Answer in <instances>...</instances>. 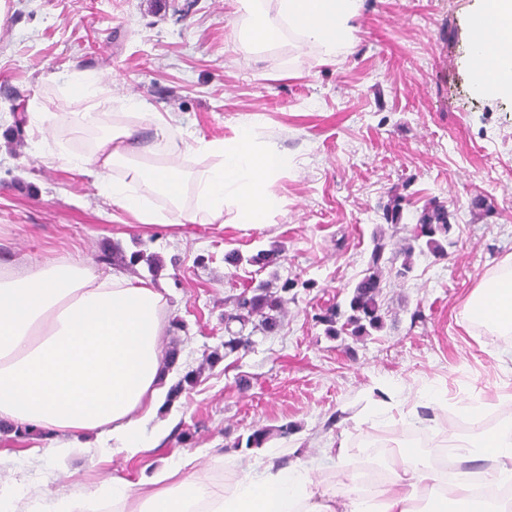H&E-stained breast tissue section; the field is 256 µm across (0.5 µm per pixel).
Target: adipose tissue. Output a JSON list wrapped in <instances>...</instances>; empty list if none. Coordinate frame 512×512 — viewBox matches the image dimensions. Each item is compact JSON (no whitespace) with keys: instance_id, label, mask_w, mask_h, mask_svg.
Here are the masks:
<instances>
[{"instance_id":"1","label":"adipose tissue","mask_w":512,"mask_h":512,"mask_svg":"<svg viewBox=\"0 0 512 512\" xmlns=\"http://www.w3.org/2000/svg\"><path fill=\"white\" fill-rule=\"evenodd\" d=\"M283 15L326 55L351 45L350 20L358 0H279ZM512 0H485L471 23V74L478 92L512 94ZM135 130L106 136L82 166L104 182L113 166L138 153ZM168 163L160 169L132 166L136 193L112 187V202L139 223L162 222L150 198L179 201L180 161L186 145L167 137ZM200 150L220 157L205 175L200 204L213 220L225 211L238 223L264 226L279 210L270 191L288 167L275 149L258 147L253 125L242 121L235 137L200 140ZM164 294L152 283L124 272L106 275L88 265L51 261L31 269L0 268V424L48 437L44 452L59 462L76 452L89 457L146 448L145 427L169 390L170 374L161 351ZM469 321L512 335V271L484 279L466 305ZM480 456L491 485L512 484V422L482 434L457 450L461 460ZM191 456L141 473L138 480L113 477L108 488L42 495L29 474L0 484V512H95L111 499L114 512H477L473 488L444 477L416 449L402 448L384 487L366 495L359 486L336 493L296 467L265 464L245 475L228 494L212 490L189 473Z\"/></svg>"}]
</instances>
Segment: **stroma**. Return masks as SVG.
<instances>
[{
  "instance_id": "35a3bbf8",
  "label": "stroma",
  "mask_w": 512,
  "mask_h": 512,
  "mask_svg": "<svg viewBox=\"0 0 512 512\" xmlns=\"http://www.w3.org/2000/svg\"><path fill=\"white\" fill-rule=\"evenodd\" d=\"M483 0H360L350 50L327 56L263 0L274 31L256 48L238 0H6L0 13V266L86 262L149 279L166 298L163 350L177 349L164 402L146 433L156 447L133 459L76 457L55 466L33 439L0 431V483L46 472L41 493L135 477L147 462L198 451L196 473L216 491L255 472L257 459L296 464L334 485L368 447L397 463L409 432L432 449L473 441L463 409L489 403L484 422H512V346L469 322L481 281L512 262V96L472 85L470 23ZM92 87L74 92L75 77ZM105 111H96L99 100ZM163 113L185 141L232 137L242 119L257 142L288 157L273 182L281 209L260 228L197 204L216 157L188 153L178 227L135 225L76 166L87 140L138 128L161 166L164 141L137 104ZM95 112L94 123L84 113ZM398 200L401 218L385 217ZM443 211L444 256L416 257L406 279L381 273L383 330L328 338L318 314L346 306L372 238L399 249L424 217ZM275 250L266 268L225 254ZM291 298L278 327L225 353L224 316L258 281ZM193 382H185L187 373ZM293 424L288 437L233 449L238 436Z\"/></svg>"
}]
</instances>
